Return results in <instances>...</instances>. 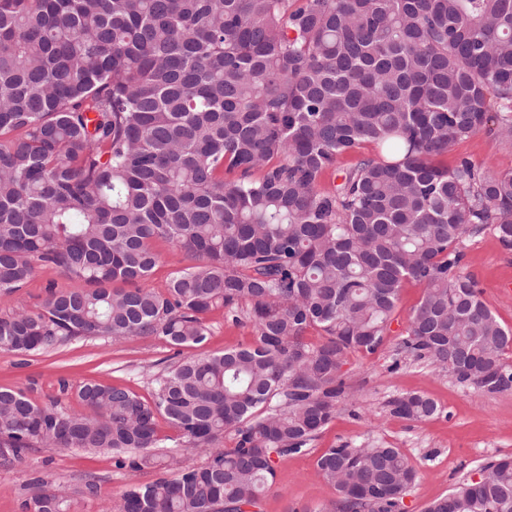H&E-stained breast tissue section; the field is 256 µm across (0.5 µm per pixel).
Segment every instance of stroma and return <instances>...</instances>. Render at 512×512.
<instances>
[{
  "mask_svg": "<svg viewBox=\"0 0 512 512\" xmlns=\"http://www.w3.org/2000/svg\"><path fill=\"white\" fill-rule=\"evenodd\" d=\"M463 158L478 166L489 163L494 170L508 171L512 169V144L484 129L458 142L439 162L451 168ZM462 250L464 270L477 281L482 301L503 325L512 328V294L500 291L503 283H512V251L502 248L490 228L467 239ZM82 285V280L59 270L37 268L17 295L0 300V315L19 306L38 309L49 288ZM207 323L210 336L201 347L205 353L249 345L254 336L249 320L233 319L220 309L208 314ZM175 362L174 349L156 337L80 338L28 355L0 351V388L23 390L40 404L57 400L79 412L83 406L75 391L83 383L123 386L147 400L157 375ZM390 364L385 348L373 355H349L348 383L356 389V399L340 406L307 452L277 461L274 486L263 498L261 512H288L292 507L312 510L334 500L336 488L321 474L316 461L323 450L335 445L400 448L418 470L416 482L403 499L402 512H424L431 501L471 479L486 462L512 455V391L477 390L422 362H405L395 370ZM64 380L70 387L66 393L60 387ZM406 393L432 399L439 407L438 414L422 422L394 416L390 400ZM33 472L52 483L60 495L72 499V512H108L119 504L129 485L155 477L149 469L132 472L117 468L112 456L104 453L35 448L22 465L0 468V512H21L22 502L33 493L28 484ZM89 479L98 485L93 500L78 495Z\"/></svg>",
  "mask_w": 512,
  "mask_h": 512,
  "instance_id": "1",
  "label": "stroma"
}]
</instances>
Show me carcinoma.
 <instances>
[{
    "mask_svg": "<svg viewBox=\"0 0 512 512\" xmlns=\"http://www.w3.org/2000/svg\"><path fill=\"white\" fill-rule=\"evenodd\" d=\"M490 125L512 141V0H0V297L38 263L89 284L1 316L0 350L137 336L180 355L206 341L209 312L241 304L255 333L183 357L149 401L88 382L85 414L0 388V466L38 447L130 471L169 458L172 475L130 485L119 512L258 507L275 459L353 397L346 359L385 344L407 281L423 294L392 366L511 391L512 329L461 244L491 226L512 250V171L435 161ZM158 240L190 261L164 292ZM391 411L438 406L407 394ZM159 416L204 463L155 453ZM317 466L336 499L291 512H401L417 478L385 445L333 446ZM482 470L426 512H512V458ZM29 485L23 512H71L42 477Z\"/></svg>",
    "mask_w": 512,
    "mask_h": 512,
    "instance_id": "carcinoma-1",
    "label": "carcinoma"
}]
</instances>
